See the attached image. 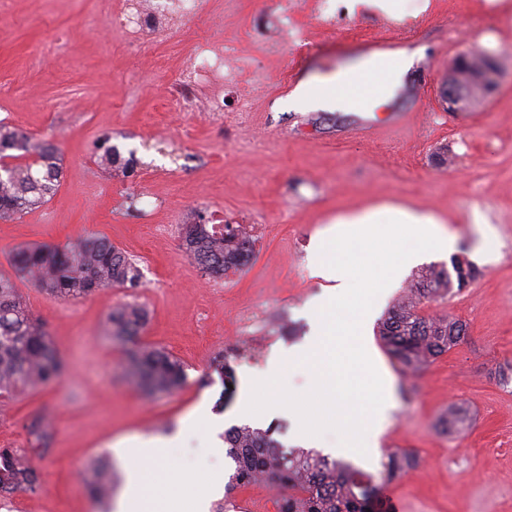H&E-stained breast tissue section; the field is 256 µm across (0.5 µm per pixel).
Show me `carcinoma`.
Wrapping results in <instances>:
<instances>
[{
	"instance_id": "obj_1",
	"label": "carcinoma",
	"mask_w": 512,
	"mask_h": 512,
	"mask_svg": "<svg viewBox=\"0 0 512 512\" xmlns=\"http://www.w3.org/2000/svg\"><path fill=\"white\" fill-rule=\"evenodd\" d=\"M101 164L134 166L117 148L103 142ZM57 151L50 145H32L29 139L0 122V221H13L48 202L60 182ZM185 253L213 276L247 266L254 254L252 238L224 225L216 235L206 224L185 225ZM451 267H427L414 273L409 288L395 299L379 323V336L389 354L405 372H418L457 346L467 325L447 315H426L427 303L453 292L463 276L475 277L470 264L451 258ZM15 277L0 274V392L18 394L60 379L64 361L48 339L44 325L32 317L16 287L15 278L35 283L58 299L89 296L102 288L134 286L142 273L135 259L110 241L84 237L70 240L63 250L26 247L13 259ZM147 322L146 310L128 303L104 322L106 335L133 343L126 361L137 386L147 394L170 393L186 379L183 363L154 347L134 344ZM53 434L51 421L37 417L30 435L39 444ZM224 444L234 465L226 489L265 483L281 492L278 512H367L373 487L366 475L348 463L315 450L284 448L271 429L233 426L224 432ZM418 463L412 451L388 453L384 477L392 480ZM93 499L112 496V470L96 462L84 477ZM42 487L39 471L15 448H0V497L35 493Z\"/></svg>"
}]
</instances>
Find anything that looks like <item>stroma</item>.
<instances>
[{
    "mask_svg": "<svg viewBox=\"0 0 512 512\" xmlns=\"http://www.w3.org/2000/svg\"><path fill=\"white\" fill-rule=\"evenodd\" d=\"M113 2L10 0L0 12V84L11 89L0 99V121L54 145L62 167L46 204L0 222V274H12L18 247L78 236L108 239L143 273L137 287L69 301L18 280L66 372L24 395H0V446L20 450L42 473L39 491L0 498V512H105L81 474L108 462L121 494L116 441L172 434L204 401L221 429L244 424L237 407L247 375L309 334L305 308L323 284L313 273L314 238L336 214L382 203L437 215L477 274L431 305L465 321L467 334L420 375L405 373L370 328L367 341L394 378L397 405L378 454L348 460L407 512H512V0H406L400 22L335 0L327 23L317 18L319 0H299L285 44L274 0H237L220 24L160 45L161 71L106 34ZM54 32L66 36L65 48L51 40ZM203 35L232 41L239 64L224 88L220 128L207 113L166 106L176 69ZM381 39L415 46L410 93L382 107L417 113L415 132L359 136L361 113L292 107L289 82L333 84L355 67L358 42ZM476 49L494 55L499 85L486 103L448 111V66ZM106 138L136 154L137 173L112 180L97 160ZM216 208L254 240L250 264L221 277L190 261L182 238L184 224ZM131 302L148 314L140 342L182 361L179 390L144 393L126 373V344L105 336L106 317ZM453 405L465 425L447 431L442 420ZM44 413L54 431L41 448L29 428ZM206 446L203 434H191L175 454L188 466L232 474L230 459L209 457ZM397 448L414 450L419 464L383 481Z\"/></svg>",
    "mask_w": 512,
    "mask_h": 512,
    "instance_id": "obj_1",
    "label": "stroma"
}]
</instances>
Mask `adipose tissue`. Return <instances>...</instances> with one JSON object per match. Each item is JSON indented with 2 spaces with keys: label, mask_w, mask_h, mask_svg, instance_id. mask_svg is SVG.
<instances>
[{
  "label": "adipose tissue",
  "mask_w": 512,
  "mask_h": 512,
  "mask_svg": "<svg viewBox=\"0 0 512 512\" xmlns=\"http://www.w3.org/2000/svg\"><path fill=\"white\" fill-rule=\"evenodd\" d=\"M291 102L299 109L343 111L363 105L338 87L315 90L306 83ZM454 245L439 217L412 207L385 204L338 214L316 244L315 272L325 286L310 306L313 332L304 344L273 355L267 368L252 377L241 415L261 419L275 413L283 402L282 370L306 364L315 371L316 386L305 396L312 417L299 427L300 441L310 443L316 427L329 420L340 431L334 454L377 448L395 397L393 381L365 341L371 313L400 269ZM174 446L171 436L119 443L129 468L115 512H209L211 500L224 489L223 475L183 470L172 454Z\"/></svg>",
  "instance_id": "adipose-tissue-1"
}]
</instances>
